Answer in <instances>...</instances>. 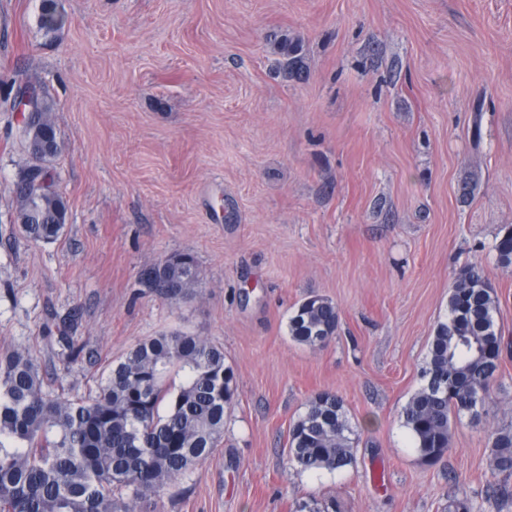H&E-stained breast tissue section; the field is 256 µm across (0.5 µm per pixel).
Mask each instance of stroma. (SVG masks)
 <instances>
[{"label": "stroma", "mask_w": 512, "mask_h": 512, "mask_svg": "<svg viewBox=\"0 0 512 512\" xmlns=\"http://www.w3.org/2000/svg\"><path fill=\"white\" fill-rule=\"evenodd\" d=\"M0 0V351L45 382L95 395L111 364L163 332L224 350L236 393L216 451L138 512H512L489 467L512 429V0ZM298 43L288 70L281 39ZM55 101L53 163L69 221L24 237L13 192L28 162L14 81ZM191 254L184 300L140 274ZM500 302V374L486 421L461 418L436 465L400 414L421 387L458 271ZM332 299L335 336L309 348L288 320ZM343 402L356 461L302 471L289 430L316 393ZM62 14L56 0H42L40 26L47 33L57 31L62 25Z\"/></svg>", "instance_id": "stroma-1"}]
</instances>
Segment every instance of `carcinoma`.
I'll return each instance as SVG.
<instances>
[{
  "instance_id": "carcinoma-1",
  "label": "carcinoma",
  "mask_w": 512,
  "mask_h": 512,
  "mask_svg": "<svg viewBox=\"0 0 512 512\" xmlns=\"http://www.w3.org/2000/svg\"><path fill=\"white\" fill-rule=\"evenodd\" d=\"M40 26L62 25L57 0H42ZM55 102L41 97L27 140L57 138ZM16 220L26 238L51 242L68 223L67 201L47 170L39 184L16 182ZM496 262L512 267V229L494 246ZM144 287L165 286L177 300L199 283L194 257L173 254L141 273ZM498 300L478 265L460 269L448 295V317L437 325L422 369L424 384L401 420L422 463H437L451 447L452 425L463 414H488L504 341L495 319ZM339 310L312 294L288 321L292 340L310 348L336 335ZM184 372L173 390L167 373ZM235 395L224 349L183 332L136 344L113 365L97 395L86 401L51 394L38 361L26 350L0 354V512H137L139 500L160 492L214 453ZM167 403V411L159 407ZM356 433L342 400L311 397L290 427L288 462L303 471H342L355 462ZM491 466L512 477V430L493 437ZM125 489L129 498L115 496Z\"/></svg>"
}]
</instances>
